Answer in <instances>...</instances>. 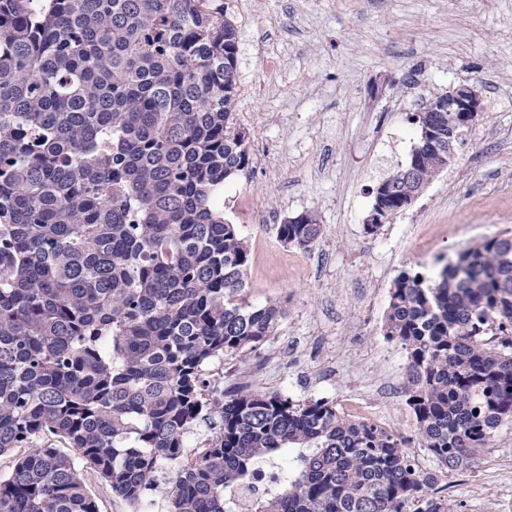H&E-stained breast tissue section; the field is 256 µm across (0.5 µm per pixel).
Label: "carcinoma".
<instances>
[{
  "mask_svg": "<svg viewBox=\"0 0 512 512\" xmlns=\"http://www.w3.org/2000/svg\"><path fill=\"white\" fill-rule=\"evenodd\" d=\"M237 31L213 0H0V512H99L85 473L140 512H232L264 459L295 473L251 512H454L407 440L277 392L210 397L203 366L283 316L241 303L250 249L218 194L251 164L234 122ZM448 140V113L426 112ZM448 168L433 146L384 180L392 218ZM316 215L278 227L300 247ZM383 335L440 468L512 421V235L430 278L401 270ZM212 433L192 454L185 435ZM61 438L75 456L50 442Z\"/></svg>",
  "mask_w": 512,
  "mask_h": 512,
  "instance_id": "cac0c4a2",
  "label": "carcinoma"
}]
</instances>
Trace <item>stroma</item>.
Returning <instances> with one entry per match:
<instances>
[{
	"mask_svg": "<svg viewBox=\"0 0 512 512\" xmlns=\"http://www.w3.org/2000/svg\"><path fill=\"white\" fill-rule=\"evenodd\" d=\"M237 26L235 112L252 163L226 180L225 219L248 242L250 305L284 310L251 351L213 359L224 394L277 392L296 402H361L396 430L420 468L439 472L457 512H512V422L475 462L439 471L406 403L408 354L382 322L393 279L474 241L512 235V0H223ZM476 85L485 110L454 163L374 234V191L417 141L431 99ZM311 211L321 234L300 248L278 238Z\"/></svg>",
	"mask_w": 512,
	"mask_h": 512,
	"instance_id": "1",
	"label": "stroma"
}]
</instances>
